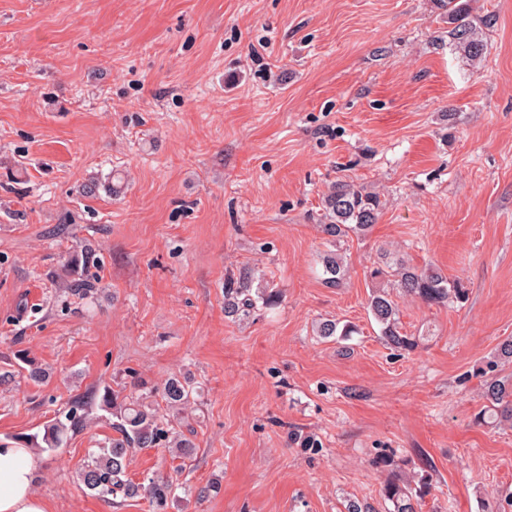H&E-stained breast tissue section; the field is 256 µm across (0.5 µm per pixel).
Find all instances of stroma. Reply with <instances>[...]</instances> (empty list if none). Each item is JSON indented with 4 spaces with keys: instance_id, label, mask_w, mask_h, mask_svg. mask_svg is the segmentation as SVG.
<instances>
[{
    "instance_id": "stroma-1",
    "label": "stroma",
    "mask_w": 512,
    "mask_h": 512,
    "mask_svg": "<svg viewBox=\"0 0 512 512\" xmlns=\"http://www.w3.org/2000/svg\"><path fill=\"white\" fill-rule=\"evenodd\" d=\"M469 6L477 61L437 0H0V437L106 385L202 389L193 458L130 459L133 482H171L164 508L78 484L103 418L41 453L47 512H383L393 473L427 482L422 512H512V428L476 419L512 336V0ZM342 181L386 204L329 288ZM87 244L89 304L63 288ZM383 249L468 292L399 297L403 356L367 309ZM246 267L281 297L225 317ZM326 319L352 335L316 336ZM323 283L329 288H340L346 279V266L337 253L328 252L322 259Z\"/></svg>"
}]
</instances>
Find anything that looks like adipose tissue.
<instances>
[{
  "label": "adipose tissue",
  "mask_w": 512,
  "mask_h": 512,
  "mask_svg": "<svg viewBox=\"0 0 512 512\" xmlns=\"http://www.w3.org/2000/svg\"><path fill=\"white\" fill-rule=\"evenodd\" d=\"M40 471L31 449L0 437V512H47L34 492Z\"/></svg>",
  "instance_id": "obj_1"
}]
</instances>
